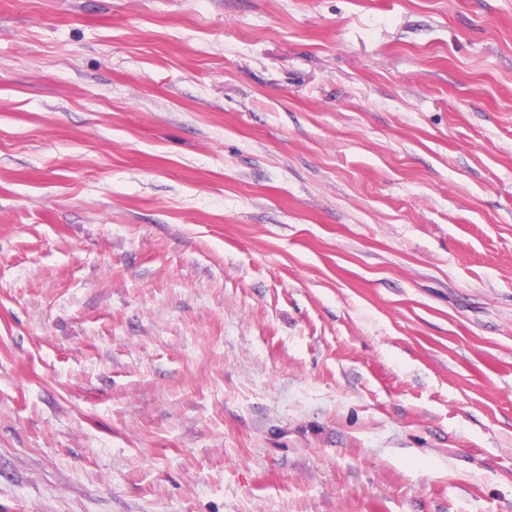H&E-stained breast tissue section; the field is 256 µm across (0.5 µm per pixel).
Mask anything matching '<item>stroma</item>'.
<instances>
[{
    "label": "stroma",
    "mask_w": 512,
    "mask_h": 512,
    "mask_svg": "<svg viewBox=\"0 0 512 512\" xmlns=\"http://www.w3.org/2000/svg\"><path fill=\"white\" fill-rule=\"evenodd\" d=\"M0 512H512V0H0Z\"/></svg>",
    "instance_id": "35a3bbf8"
}]
</instances>
